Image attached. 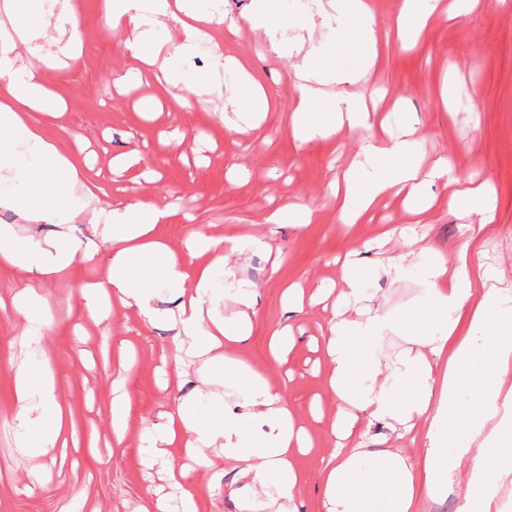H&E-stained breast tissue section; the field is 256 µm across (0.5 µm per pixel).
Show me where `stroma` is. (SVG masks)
<instances>
[{
    "instance_id": "35a3bbf8",
    "label": "stroma",
    "mask_w": 512,
    "mask_h": 512,
    "mask_svg": "<svg viewBox=\"0 0 512 512\" xmlns=\"http://www.w3.org/2000/svg\"><path fill=\"white\" fill-rule=\"evenodd\" d=\"M77 2L84 63L46 74L53 90L68 102L69 133L61 144L71 150L76 139H83L94 153L98 181L115 201L128 199V188L141 172L157 171L159 180L146 185L142 197L170 208L160 234L173 248H182L193 221L217 235H266L268 249L244 254L235 269L237 280L254 290L257 304L252 333L233 354L279 388L305 428L311 446L294 457L305 478L298 509L325 512L323 471L334 449L330 428L337 403L326 388L324 340L333 314L318 307H287L281 300L284 286L339 283L342 272L332 259L354 249L366 269L368 304L383 307L395 323H402L424 303L426 290L417 277L395 281L376 273L378 256L403 253L400 241L380 252L364 249V242L387 225L410 226L453 267L463 244L462 225L478 222L479 216L465 207L449 210L447 190L435 183L426 189L435 202L420 216H411L402 198L389 194L370 223H341L327 198L329 183L354 159L359 133L343 128L332 137L302 144L292 138L288 121L297 96L295 66L302 58L304 26L315 27L314 47L334 48L337 69L361 64L350 47L356 32L343 29L335 11L320 14L318 0H281L274 48L247 21L252 0H199L201 11L218 7L223 12L215 40L223 55L240 59L271 97L263 121L243 132L228 129L220 118L237 75L217 65L211 51L215 42H203L183 63L208 87L209 112L184 108V101L194 96L187 87L144 85L121 93L113 81L131 66L125 35L109 29L101 0ZM369 2L379 34L371 73L354 85H322L323 108L367 106L392 136L414 128L427 159L452 157L475 181L489 182L495 203L492 228L481 244L482 260L500 271L502 286L512 288V9L483 0L470 15L451 18L441 12L408 42L397 31L401 0ZM132 149L140 153L139 164L113 174V156ZM286 205L310 209V223L270 228L268 214ZM87 278L79 265L69 281L41 286L58 314L49 336V363L76 423L89 414L103 421L112 394L111 359L122 344L134 346L138 360L124 374L134 399L127 438L115 447L108 430H101L96 456L80 446L51 458L20 455L13 421L19 405L11 372L23 357L25 338L21 321L0 311V512H59L79 490L99 512H141L161 490L168 512H178L179 493L170 488L168 471L183 463V450L176 446L169 459L145 461L142 434L160 413L201 387V365L178 355V329L169 321L149 326L133 309L116 310L100 322L88 319L75 289ZM285 324L293 328L294 347L278 360L270 353L269 338ZM162 366L184 370L181 389L160 388ZM188 479L204 489L198 512H239L236 503L245 493L244 484L235 470L225 469L223 458H216L210 469L191 470ZM214 481L220 482L221 492L212 497L205 489Z\"/></svg>"
}]
</instances>
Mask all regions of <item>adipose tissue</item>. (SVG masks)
<instances>
[{"label": "adipose tissue", "instance_id": "1", "mask_svg": "<svg viewBox=\"0 0 512 512\" xmlns=\"http://www.w3.org/2000/svg\"><path fill=\"white\" fill-rule=\"evenodd\" d=\"M39 0H0V211L16 223L0 222V267L29 274L13 312L24 325L30 356L12 372L19 448L34 456L54 455L72 428L71 411L58 395V376L48 365L46 338L56 318L38 283L69 279L74 263L93 267L94 275L78 286L87 317L96 319L110 308H133L148 323L170 318L179 329L180 349L188 357L204 359L210 375L206 389L183 400L164 422L145 434L148 459L164 457L175 441H183L191 461L213 464V453L224 456L250 491L242 512H298L302 477L293 463L296 449L307 439L277 387L259 371L227 353L229 346L250 335L256 314L250 291L236 293L237 312L226 320L217 312L224 295L215 276L233 279L232 261L247 248L264 247L262 239L217 237L207 225H193L185 252L170 248L159 227L167 208L142 202L102 207V189L89 173L84 158L64 151L45 131V119L62 120L66 106L48 91L45 70L19 66L21 51L40 54L44 26L32 23ZM338 16L355 26L364 62L355 70L337 72L328 54L309 50L296 76L298 99L289 126L293 138L307 143L336 130L369 125L364 110L333 117L317 111L318 85L354 84L366 79L373 66L375 19L359 0H333ZM112 28L124 30V47L133 62L137 82L166 87L193 83L183 58L197 52V33L208 15L195 0H103ZM185 15L184 35L172 51H164L158 27L175 12ZM230 106L240 118L257 121L268 109L264 88L241 74ZM451 158L423 166L407 139L365 137L352 173L336 203L347 223H366L376 201L394 188L404 189L412 212L426 209L427 184L442 182L450 206L467 204L481 216L465 227L469 241L485 233L492 201L489 183L472 184L453 172ZM91 213V239L71 237L64 229L75 207ZM52 224L53 236L39 240L18 235L19 224ZM110 244L107 260H100L98 242ZM405 255L387 259L380 268L397 280L417 275L427 289V309L414 313L403 332L408 346L386 362L378 353L385 332L394 327L390 313L364 302L365 274L353 256L342 263V289L336 298L341 310L329 327L325 355L328 387L339 410L331 427L336 448L324 473L327 512H370L386 502L389 512H426L448 487L464 483L458 512H507L500 493L512 485V290L486 282L485 272H473L472 253L461 252L456 273L432 257L416 238L403 239ZM164 284L178 303L173 312L155 304V286ZM219 385L236 390L252 419L270 424L267 433L243 434L241 416L225 412L212 393ZM388 419L403 432L420 429L421 463L400 450H386L381 460L358 450L372 424ZM491 454L487 464L460 473L461 460L474 447Z\"/></svg>", "mask_w": 512, "mask_h": 512}]
</instances>
